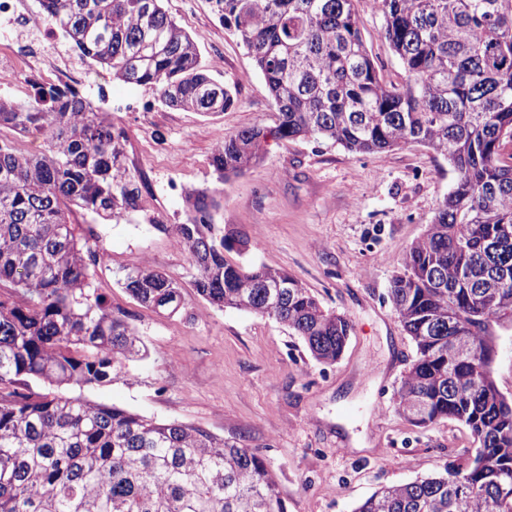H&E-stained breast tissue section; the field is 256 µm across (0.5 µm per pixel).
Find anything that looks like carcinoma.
<instances>
[{
  "instance_id": "cac0c4a2",
  "label": "carcinoma",
  "mask_w": 512,
  "mask_h": 512,
  "mask_svg": "<svg viewBox=\"0 0 512 512\" xmlns=\"http://www.w3.org/2000/svg\"><path fill=\"white\" fill-rule=\"evenodd\" d=\"M80 57L166 105L219 114L236 88L201 62L198 42L162 0H36ZM264 77L273 126L224 136L211 157L219 187L188 193L172 225L209 305L266 316L269 286L291 288L274 318L319 361L344 353L353 326L290 274L227 259L214 223L220 185L259 160L270 137L332 141L355 154L423 145L456 179L424 236L402 257L390 299L415 346L396 409L417 427L462 423L475 454L445 473L387 487L354 512H512V398L450 336L474 347L512 328V0H373L407 74L380 77L362 39L359 0H212ZM0 98V130L33 134L44 151L0 139V512H287L265 459L236 438L65 393L124 377L140 352L126 311L91 287L103 259L81 242L84 214L130 222L141 177L126 129L88 94L35 84ZM121 287L159 313L184 309L182 286L148 265ZM458 321L448 328V311ZM38 382L42 392H22Z\"/></svg>"
}]
</instances>
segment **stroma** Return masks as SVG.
Segmentation results:
<instances>
[{
  "instance_id": "stroma-1",
  "label": "stroma",
  "mask_w": 512,
  "mask_h": 512,
  "mask_svg": "<svg viewBox=\"0 0 512 512\" xmlns=\"http://www.w3.org/2000/svg\"><path fill=\"white\" fill-rule=\"evenodd\" d=\"M163 7L198 37L203 63L223 50L216 78L235 85L238 102L214 116L170 108L92 67L109 97L138 105L114 120L129 133L127 164L143 179V210L128 223L88 218L82 235L106 254L93 288L112 308L132 313L146 354L129 362L128 377L85 398L243 439L266 460L287 512H353L381 488L463 462L474 447L465 426L448 419L419 429L395 410L414 346L389 299L398 261L424 235L455 171L421 145L357 156L326 141L269 140L259 162L224 184L214 221L237 242L226 256L295 276L351 321L348 347L336 363L322 364L275 318L210 306L166 227L184 221L185 191L215 188L216 143L268 121L274 106L211 0H163ZM358 10L383 80L403 85L407 76L382 35L381 16L366 0ZM141 264L181 284L185 314L143 307L118 286L123 268ZM355 434L365 436L366 449L353 450Z\"/></svg>"
}]
</instances>
